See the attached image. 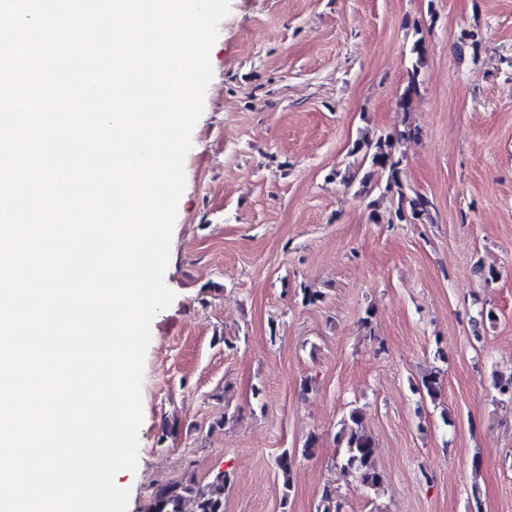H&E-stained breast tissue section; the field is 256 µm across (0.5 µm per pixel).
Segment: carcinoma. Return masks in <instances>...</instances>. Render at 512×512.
<instances>
[{
  "mask_svg": "<svg viewBox=\"0 0 512 512\" xmlns=\"http://www.w3.org/2000/svg\"><path fill=\"white\" fill-rule=\"evenodd\" d=\"M428 47L424 39L414 41L411 48L413 62L409 71L408 84L397 100V106L404 112L410 111L413 94L417 91V78L425 63ZM417 132L410 124L395 133L380 137L375 141L358 139L354 141L351 154H363V160L369 162L370 170L362 178L357 174L342 176V182L348 186L355 180L360 185H368L376 171L386 174L385 193L396 200L388 213L390 224H423L432 221V201L425 195L409 189L402 180L403 156L398 152V144L416 138ZM499 400L512 402V376L498 377L493 384ZM441 390L440 372L432 371L422 376L415 387L420 398L436 400ZM337 439L341 445V457L337 463L340 471L361 485L375 489L382 484L383 477L376 465V444L366 430L362 412L357 408L349 410L340 422ZM294 453L284 450L276 459L275 465L290 484V473L294 464ZM230 476L218 473L209 482L190 479L185 482L157 483L154 485L143 512H224V492ZM316 512H342V504L336 487H323Z\"/></svg>",
  "mask_w": 512,
  "mask_h": 512,
  "instance_id": "obj_1",
  "label": "carcinoma"
}]
</instances>
